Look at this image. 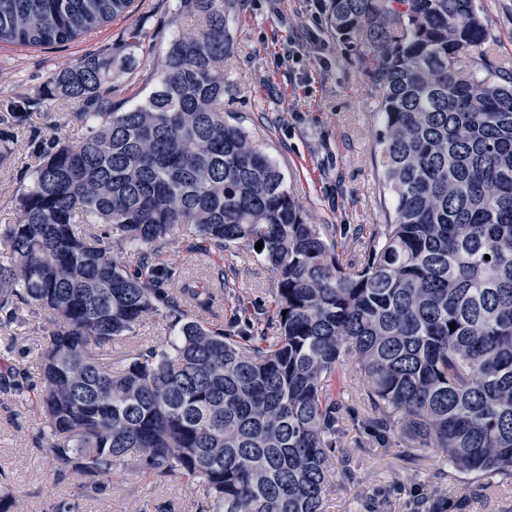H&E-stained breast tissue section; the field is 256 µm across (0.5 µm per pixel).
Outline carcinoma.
I'll return each mask as SVG.
<instances>
[{"label": "carcinoma", "mask_w": 512, "mask_h": 512, "mask_svg": "<svg viewBox=\"0 0 512 512\" xmlns=\"http://www.w3.org/2000/svg\"><path fill=\"white\" fill-rule=\"evenodd\" d=\"M134 2L0 0V43L64 47ZM230 7L177 0L204 25L173 36L137 103L112 97L110 54L47 78L36 106L80 105L66 117L85 133L72 144L30 129L43 162L0 225V326L20 301L51 326L38 443L100 490L133 459L202 486L195 512H325L350 411L336 369L350 357L371 436H400L410 458L440 448L465 477L464 496L418 493L413 512H470L487 477L512 485V69L478 75L488 32L474 0H324L380 95L390 203L348 264L224 119ZM177 227L191 252L244 247L266 262L270 308L239 298L231 326L208 321L229 288L221 265L165 288L155 244ZM151 315L174 335L146 358L114 371L93 354Z\"/></svg>", "instance_id": "1"}]
</instances>
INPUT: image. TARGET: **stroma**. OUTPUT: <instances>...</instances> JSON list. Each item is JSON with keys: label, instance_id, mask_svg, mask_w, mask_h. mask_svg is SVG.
I'll list each match as a JSON object with an SVG mask.
<instances>
[{"label": "stroma", "instance_id": "35a3bbf8", "mask_svg": "<svg viewBox=\"0 0 512 512\" xmlns=\"http://www.w3.org/2000/svg\"><path fill=\"white\" fill-rule=\"evenodd\" d=\"M177 0H137L128 16L87 33L77 43L54 50H29L0 44V116L15 111L22 98L41 97L50 72L71 66L83 54L111 51L108 76L118 97L136 102L153 85L152 59L160 57L175 33L196 27L175 14ZM488 28L492 65L512 67V0H476ZM232 47L224 61V115L249 131L257 147L285 174L307 223L325 227L345 259L360 258L385 201L380 194L373 153L379 129V92L359 68L353 52L327 31L319 0H234L228 21ZM139 31L136 47L128 34ZM9 156L0 163V224L16 219V197L31 181L41 157L28 132L15 128ZM156 253L169 269L166 286L179 288L182 277H206L211 263L230 265V282L250 301L270 304L273 274L245 250L188 252L181 233L160 240ZM20 322L0 328V373L22 378L26 399L0 391V494H13V512H56L61 499L75 512H191L203 497L201 486L181 477H159L136 462L112 477L100 492L80 476L59 480L58 467L35 440L41 422L38 350L43 329L31 326L27 305ZM168 331L149 317L134 332L110 346L103 363L125 364ZM340 378L353 409L336 435V454L352 459L360 479L346 482L334 473L326 491L327 512H411V494L458 496L465 485L449 468L441 449L408 459L398 441L381 446L364 429V383L350 365Z\"/></svg>", "mask_w": 512, "mask_h": 512}]
</instances>
